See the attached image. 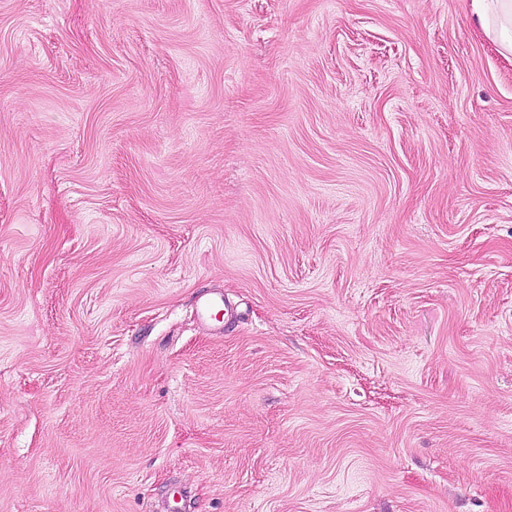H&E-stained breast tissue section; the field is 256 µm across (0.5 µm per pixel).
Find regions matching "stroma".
<instances>
[{"mask_svg":"<svg viewBox=\"0 0 512 512\" xmlns=\"http://www.w3.org/2000/svg\"><path fill=\"white\" fill-rule=\"evenodd\" d=\"M176 500L512 512L468 0H0V512Z\"/></svg>","mask_w":512,"mask_h":512,"instance_id":"35a3bbf8","label":"stroma"}]
</instances>
